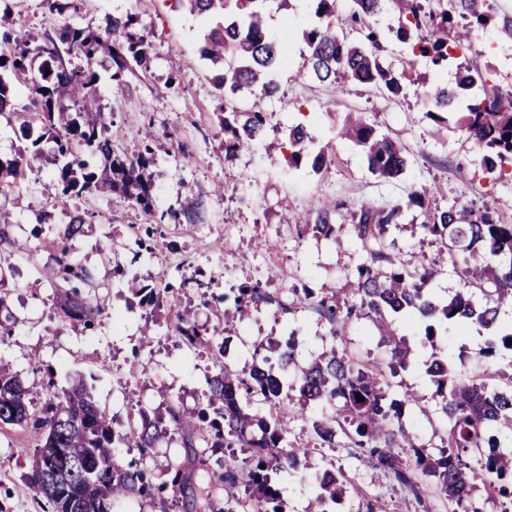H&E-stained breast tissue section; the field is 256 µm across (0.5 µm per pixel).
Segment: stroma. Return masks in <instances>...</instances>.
<instances>
[{"label": "stroma", "mask_w": 512, "mask_h": 512, "mask_svg": "<svg viewBox=\"0 0 512 512\" xmlns=\"http://www.w3.org/2000/svg\"><path fill=\"white\" fill-rule=\"evenodd\" d=\"M263 13L269 31L288 39L279 72L281 91L272 99L241 94L244 107L270 113V124L265 143L228 157L215 114L213 72L199 55L202 36L212 24L209 17L190 13L178 0H77L62 15L50 12L43 0H0V17L20 33L49 31L64 20L101 30L108 17L137 16L152 42L150 71L127 73L117 97L110 62L99 57L95 93L104 111L114 112L127 131L118 153L138 152L134 132L144 124L158 134L157 161L151 169L157 211L177 207L189 193L202 201L198 223L156 224L116 194L64 196L54 177L52 155L38 153L31 141L19 136L16 113L28 107L32 89L12 85L15 110L0 115V157L24 153L26 166L23 182L0 194V217L7 221L10 239L36 249L37 261L29 263L26 252L0 251V273L8 281L6 303L0 308V325L7 329L0 335V363L31 384L34 406L48 402L53 384L63 383L68 374L83 378L97 405L123 426L139 423L144 408L161 413L172 403L203 406L205 377L214 372L215 363L170 331V322L181 311L191 312L199 324L224 330L230 348L227 363L234 370L252 362V348L241 343L245 336L283 342L295 329L302 359L318 357L334 340L316 313H287L268 305L228 327L224 314L234 305L226 295L245 281L261 282L266 292L282 300L295 286L347 287L350 269L363 257L351 231V215L360 207L386 206L404 199L411 189L433 184L447 202L489 206L501 223L512 224V178L499 181L481 172L480 150L455 119L436 123L429 118L434 109L429 86H454L455 67L434 70L426 59L412 57L407 45L392 41L387 62L396 67L413 63L425 75V85L404 98L349 80L331 88L304 73L307 48L301 31L312 20L311 0H265ZM510 16L512 0H497L496 19L484 29V42L457 52L459 62L487 72L490 87L502 91L512 90V39L501 30L503 19ZM351 113L362 114L379 133L403 145L409 160L404 175L391 179L372 174L360 147L338 138ZM299 122L331 158L321 173L304 164L287 166L282 157L285 130ZM325 197L340 206L338 241L298 236L297 225L313 220L315 201ZM76 210L91 213L92 219L83 235L71 240L70 252L102 284L105 298V311L91 330L65 315L55 303L53 288L36 270L51 260L40 250L41 240ZM42 212L49 214V224H37ZM385 239L396 259L420 253L432 257L439 248L438 242L421 238L407 216L389 227ZM117 267L148 289L169 283L160 306L150 311L157 321L151 335L142 332L149 312L114 277ZM482 346V340L463 329L449 330L435 348H416L415 362L393 383L429 396L423 362L433 350L447 353L461 371L472 373L480 369L477 353ZM36 446L29 427L0 426V512H53L29 487ZM328 465L340 468L349 482L337 512H361L369 499L379 500L385 512H414L399 486L345 448L315 451L302 473L276 476L286 512H307L315 475Z\"/></svg>", "instance_id": "stroma-1"}]
</instances>
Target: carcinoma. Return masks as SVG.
<instances>
[{
  "label": "carcinoma",
  "mask_w": 512,
  "mask_h": 512,
  "mask_svg": "<svg viewBox=\"0 0 512 512\" xmlns=\"http://www.w3.org/2000/svg\"><path fill=\"white\" fill-rule=\"evenodd\" d=\"M189 9L211 17L215 25L203 38L200 56L218 70L212 77L218 91L217 118L224 133V151L231 155L265 139L267 114L237 106L238 94L259 91L272 97L280 90L278 72L285 55V41L267 31L260 0H184ZM315 21L302 32L308 48L307 71L321 83L336 85L346 77L357 84L376 87L393 97H404L416 82L404 66L394 68L384 60L389 37L410 45L412 53L435 67H446L454 49L470 41L495 15V0H453L452 10L440 14L424 10L425 0H353L344 18L336 12V0H311ZM382 13L397 17V27L373 29L366 19ZM352 24L368 29L365 40H348L345 30ZM112 42L98 33L64 22L51 32L26 39L0 23V112L11 106L10 83L31 84L35 96L28 113L47 128L55 157L62 159L55 176L62 194L120 193L147 214H155L149 169L156 160L150 144L131 157L114 150L124 137L114 113L97 104L95 85L99 75L93 67L105 52L111 60V78L139 67H150V43L138 27L136 16L114 17L106 25ZM82 56L87 67H68V58ZM481 70L458 64L455 86L433 90L434 119L455 105L462 108L458 122L482 149L485 171L502 172L504 158H512V93L485 87ZM342 135L353 140L365 156L368 169L381 177L397 178L405 173L408 158L402 147L380 135L365 119L348 116ZM293 152L289 162L306 161L320 173L330 163L325 149L314 150L304 126L288 127ZM23 155L0 158V194L14 187L22 176ZM201 202L187 197L179 209L160 214L159 221L194 224ZM416 209L425 239L442 243L428 260H396L386 251L387 227L399 222L404 211ZM339 205L323 201L314 209L311 224H301L298 234L336 236ZM90 223L86 212L69 214L63 234L47 239L42 247L57 249L55 265L40 273L55 288V304L70 318L91 327L105 305L92 272L70 256L64 241L81 234ZM352 232L365 258L349 275L351 288L342 292L291 289V298L279 304L285 312L316 311L340 340L354 321L372 324L379 341L390 347L388 362H368L333 347L306 368L294 374L298 332L292 330L281 345L272 340L254 344V355L263 366L238 372L228 366L206 378L207 404L194 411L168 406L169 419L140 411L136 427L118 429L95 403L86 386L73 383L57 389L44 408H29L30 388L18 374L0 367V423L32 425L38 438L30 486L54 507V512H119L124 500L139 496L158 499L169 490L181 499L186 512H286L273 476L286 471L299 473L316 448L344 445L371 469L389 476L416 502L432 488L448 503V512H481L474 491L482 488L486 499L498 503L497 512H512V374L499 368L493 356L512 351V320L502 314L512 310V224H501L488 207L448 204L437 189H413L403 202L375 208L362 207L352 214ZM453 268L476 287L485 300L475 307L470 298L457 293L438 300L430 281L441 263ZM113 274L126 279L128 289L140 296V304L153 305L169 285L145 291L124 270ZM87 288L86 295L75 283ZM235 311L246 315L272 303L258 283H242L232 289ZM417 313L430 320L419 336L423 346H435L438 331L467 321L496 331L479 350L489 367L482 378L456 371L448 355L434 352L426 361V374L434 386V408L419 406L422 414L433 411L447 423L441 437L440 455L425 452L426 444L407 430L401 416L404 407L419 402L407 389L392 393L391 378L408 369L414 354L407 337L398 334L389 321L391 314ZM173 332L189 347L212 350L215 336L209 327L179 312L171 322ZM506 382L499 390L492 381ZM364 397L360 402L357 396ZM260 402L270 409L261 415L253 409ZM336 405V415L312 422L310 440L316 448L289 439L288 422L306 416L308 407ZM177 439L185 448L183 460L171 465L167 479L157 484L146 467L123 464L112 451L117 445L135 448L140 456L163 438ZM229 450L215 472L224 490V506L216 507L211 495L200 496L199 471L208 466L206 449ZM316 476L309 512H335L346 493L343 472L326 469Z\"/></svg>",
  "instance_id": "1"
}]
</instances>
